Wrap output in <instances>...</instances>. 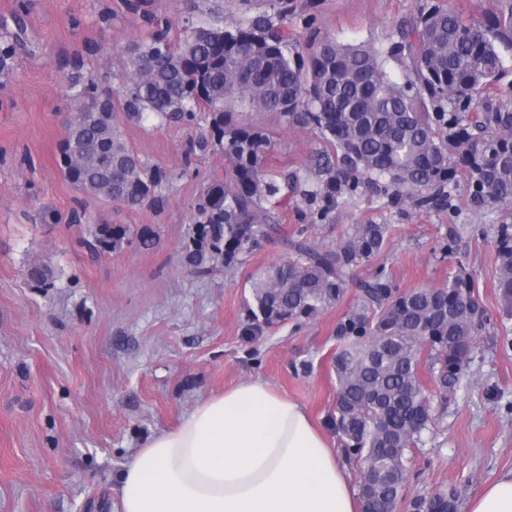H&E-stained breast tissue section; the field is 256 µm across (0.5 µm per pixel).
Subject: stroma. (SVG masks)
<instances>
[{
  "label": "stroma",
  "mask_w": 512,
  "mask_h": 512,
  "mask_svg": "<svg viewBox=\"0 0 512 512\" xmlns=\"http://www.w3.org/2000/svg\"><path fill=\"white\" fill-rule=\"evenodd\" d=\"M421 0H298L320 34L351 44H386ZM271 0H146L143 12L169 22L178 37L187 15L216 11L225 23L270 11ZM143 12L127 0H0V40L21 14L25 46L0 74V512H117L115 488L132 453L153 435L175 429L203 398L260 377L296 401L331 447L336 398L332 359L340 322L358 304L356 288L316 318L250 333L249 275L287 259V240L312 227L317 242L338 246L353 224H387L386 249L359 267L381 270L401 291L435 288L470 273L488 320L475 337L466 376L410 454L409 497L448 487L458 512L487 484L512 470V317L502 312L495 281L499 225L512 209L474 208L465 186L452 207L424 209L361 187L339 194L319 218L309 195L318 133L284 126L277 114L252 112L274 150L268 169L282 182L270 203L278 224L236 270L192 273L181 252L193 230L191 205L210 179L224 174L221 153L188 156L197 132L126 123L121 133L143 159L175 172L159 204L128 209L81 192L61 173L59 146L74 114L63 76L79 58L104 88L119 87L127 46L147 32ZM85 223L71 222L72 211ZM96 224L127 226L116 250L95 245ZM150 230L153 249L137 236ZM35 263L52 272L48 286L27 277Z\"/></svg>",
  "instance_id": "obj_1"
}]
</instances>
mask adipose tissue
Wrapping results in <instances>:
<instances>
[{
    "instance_id": "adipose-tissue-1",
    "label": "adipose tissue",
    "mask_w": 512,
    "mask_h": 512,
    "mask_svg": "<svg viewBox=\"0 0 512 512\" xmlns=\"http://www.w3.org/2000/svg\"><path fill=\"white\" fill-rule=\"evenodd\" d=\"M119 512H360L303 407L264 379L199 401L150 437L117 486Z\"/></svg>"
}]
</instances>
